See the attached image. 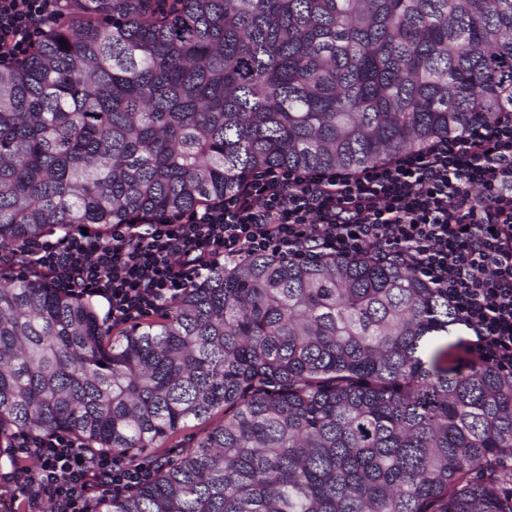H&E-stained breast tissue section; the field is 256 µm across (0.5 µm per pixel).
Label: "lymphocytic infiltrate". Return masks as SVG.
<instances>
[{"label": "lymphocytic infiltrate", "mask_w": 512, "mask_h": 512, "mask_svg": "<svg viewBox=\"0 0 512 512\" xmlns=\"http://www.w3.org/2000/svg\"><path fill=\"white\" fill-rule=\"evenodd\" d=\"M62 0H0V62L24 58ZM367 254L411 268L455 311L459 345L512 373V108L357 174L260 169L242 192L180 217L75 226L0 254V272L42 278L104 306L109 325L166 310L220 265ZM0 474V512H95L152 479L157 460L115 456L63 434L20 433Z\"/></svg>", "instance_id": "lymphocytic-infiltrate-1"}]
</instances>
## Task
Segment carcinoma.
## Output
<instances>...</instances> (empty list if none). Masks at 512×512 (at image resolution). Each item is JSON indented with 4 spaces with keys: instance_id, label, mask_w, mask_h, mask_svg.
<instances>
[{
    "instance_id": "obj_1",
    "label": "carcinoma",
    "mask_w": 512,
    "mask_h": 512,
    "mask_svg": "<svg viewBox=\"0 0 512 512\" xmlns=\"http://www.w3.org/2000/svg\"><path fill=\"white\" fill-rule=\"evenodd\" d=\"M65 40L61 46L59 40ZM512 106V0H71L0 66V250L190 213L257 169L357 173ZM369 255L222 266L129 327L0 278V438L164 464L99 512H512V374Z\"/></svg>"
}]
</instances>
